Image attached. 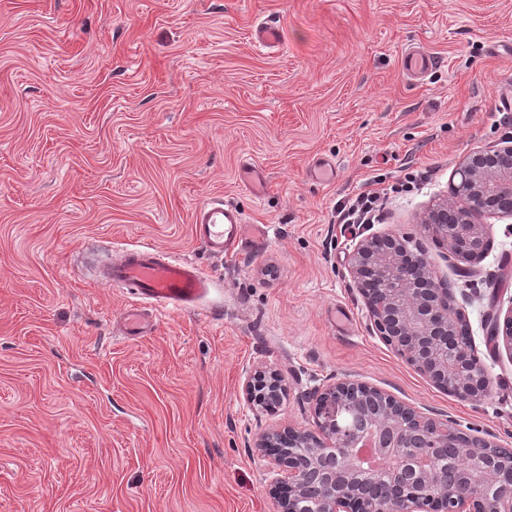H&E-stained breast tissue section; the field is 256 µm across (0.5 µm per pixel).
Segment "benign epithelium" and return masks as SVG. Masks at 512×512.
Returning a JSON list of instances; mask_svg holds the SVG:
<instances>
[{
	"instance_id": "7a95c632",
	"label": "benign epithelium",
	"mask_w": 512,
	"mask_h": 512,
	"mask_svg": "<svg viewBox=\"0 0 512 512\" xmlns=\"http://www.w3.org/2000/svg\"><path fill=\"white\" fill-rule=\"evenodd\" d=\"M454 196L433 209L424 228L459 262L481 259L490 241L476 217L512 215V146L467 154ZM409 237L367 236L349 257V272L372 328L434 386L462 400L483 399L486 367L468 320ZM494 349L512 358V307L485 323ZM249 401L272 409L285 393L275 371L254 369L243 384ZM316 430L290 426L259 436L255 448L280 477L269 494L279 512H512V461L490 440L420 418L381 390L338 379L316 391Z\"/></svg>"
}]
</instances>
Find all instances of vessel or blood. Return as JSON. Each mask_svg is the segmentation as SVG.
Masks as SVG:
<instances>
[{
    "label": "vessel or blood",
    "mask_w": 512,
    "mask_h": 512,
    "mask_svg": "<svg viewBox=\"0 0 512 512\" xmlns=\"http://www.w3.org/2000/svg\"><path fill=\"white\" fill-rule=\"evenodd\" d=\"M192 233L212 255L220 257L244 241L262 243L263 229H248L242 214L234 206L213 200L198 206L192 215ZM103 280L140 299L123 317L124 336L149 335L154 323L142 307L184 310L196 305L207 293L211 280L193 262L140 243L119 251L102 275Z\"/></svg>",
    "instance_id": "vessel-or-blood-1"
}]
</instances>
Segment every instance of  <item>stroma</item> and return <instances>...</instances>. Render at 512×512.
<instances>
[{
  "label": "stroma",
  "mask_w": 512,
  "mask_h": 512,
  "mask_svg": "<svg viewBox=\"0 0 512 512\" xmlns=\"http://www.w3.org/2000/svg\"><path fill=\"white\" fill-rule=\"evenodd\" d=\"M265 22L279 47H255ZM413 48L435 60L418 80ZM511 98L512 0H0V512H277L254 442L313 428V392L344 377L512 448V359L484 330L512 306V215L482 216L492 248L468 277L421 223L465 155L512 143ZM368 190L386 193L376 222L336 224ZM214 198L267 240L211 255L191 218ZM385 233L451 285L481 401L372 332L348 259ZM140 242L213 286L129 341L134 299L96 270ZM259 366L288 389L268 411L243 391Z\"/></svg>",
  "instance_id": "obj_1"
}]
</instances>
